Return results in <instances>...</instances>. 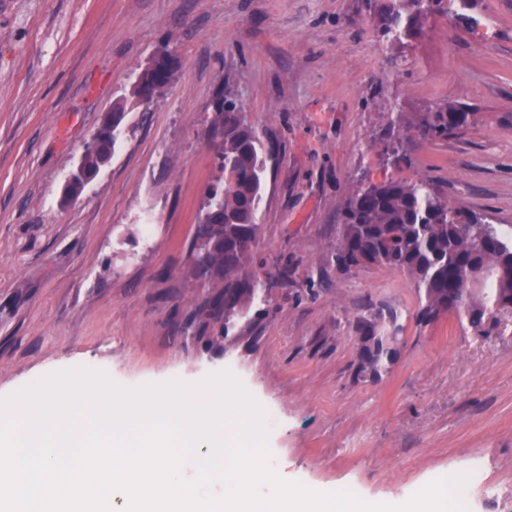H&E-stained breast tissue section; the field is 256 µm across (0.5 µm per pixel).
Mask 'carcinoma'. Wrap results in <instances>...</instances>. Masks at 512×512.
I'll list each match as a JSON object with an SVG mask.
<instances>
[{
  "label": "carcinoma",
  "instance_id": "1",
  "mask_svg": "<svg viewBox=\"0 0 512 512\" xmlns=\"http://www.w3.org/2000/svg\"><path fill=\"white\" fill-rule=\"evenodd\" d=\"M376 26L386 43L419 35L435 14H448V0H374ZM112 113L103 117L95 142L86 148V174L98 171L114 148ZM475 113L446 103L391 123L390 156L410 161L400 137L414 129L418 139L446 138L474 121ZM210 141L216 152L217 183L207 192L210 216L196 225L188 258L195 272L224 281V299L209 315L229 325L243 298L255 296L260 275L254 250L263 200L266 160L262 141L242 112L213 103ZM336 264L382 266L406 275L417 289L422 319L448 312L483 330L501 303H512V234L457 201L431 180L359 184L345 203L337 236Z\"/></svg>",
  "mask_w": 512,
  "mask_h": 512
}]
</instances>
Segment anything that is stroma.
I'll list each match as a JSON object with an SVG mask.
<instances>
[{
  "label": "stroma",
  "instance_id": "35a3bbf8",
  "mask_svg": "<svg viewBox=\"0 0 512 512\" xmlns=\"http://www.w3.org/2000/svg\"><path fill=\"white\" fill-rule=\"evenodd\" d=\"M469 15L465 28L432 16L389 45L367 0H0V395L76 368L137 388L196 384L230 363L277 418L268 447L287 480L399 505L476 466L494 493L470 497L469 512H512V313L481 332L448 313L426 322L404 274L343 272L332 257L361 178H429L512 224V0H478ZM163 46L182 66L142 102L132 85ZM222 88L276 144L257 250L289 270L227 332L200 310L223 284L187 262L218 175L208 126ZM118 102L110 163L64 200ZM444 102L477 121L415 141L410 165L393 168V114ZM145 211L159 226L149 243ZM380 309L397 314L395 358L371 378L357 338Z\"/></svg>",
  "mask_w": 512,
  "mask_h": 512
}]
</instances>
